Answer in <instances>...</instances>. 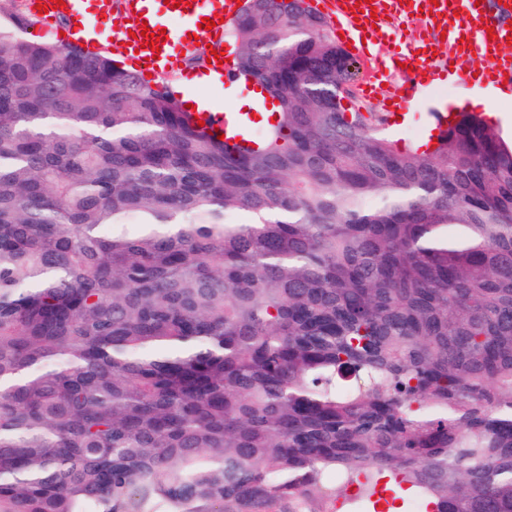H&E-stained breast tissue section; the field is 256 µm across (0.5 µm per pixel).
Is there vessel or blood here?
<instances>
[{"label":"vessel or blood","mask_w":512,"mask_h":512,"mask_svg":"<svg viewBox=\"0 0 512 512\" xmlns=\"http://www.w3.org/2000/svg\"><path fill=\"white\" fill-rule=\"evenodd\" d=\"M34 3L47 6L45 25L64 16L93 36L103 30L105 17L112 14V0H65L61 8L55 0ZM315 7L341 32V44L349 46L354 55L367 53L363 37L374 27L384 26L388 16L423 14L421 37L394 50L393 61L411 65L417 79L429 82L436 79L438 71L451 69L466 83L512 85V53L506 49L512 43V4H499L490 11L476 0H315ZM238 10V0H194L193 4L183 2L177 7L164 0H123L126 26L120 31L119 42L127 52L137 53L143 63L150 64L158 58L175 69L181 65L182 50L191 37L202 35L203 18L218 15L229 20ZM146 28L154 34L165 31L167 39L161 42L160 53H152L146 47L141 35ZM438 35L444 36L448 54L446 61L437 65L429 62L427 48L431 38ZM477 56L485 59V67L471 66V59ZM192 118L204 121L211 134L223 136L228 143H252L248 131L251 120L246 113L212 108L193 112Z\"/></svg>","instance_id":"1"}]
</instances>
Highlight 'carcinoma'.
<instances>
[{"label":"carcinoma","instance_id":"obj_1","mask_svg":"<svg viewBox=\"0 0 512 512\" xmlns=\"http://www.w3.org/2000/svg\"><path fill=\"white\" fill-rule=\"evenodd\" d=\"M0 23V512H512V144L348 111L306 0H246L258 147ZM246 213L250 221L227 218ZM462 234L448 238V225Z\"/></svg>","mask_w":512,"mask_h":512}]
</instances>
